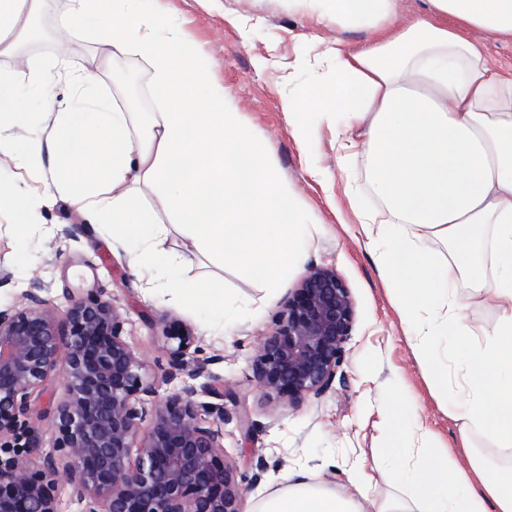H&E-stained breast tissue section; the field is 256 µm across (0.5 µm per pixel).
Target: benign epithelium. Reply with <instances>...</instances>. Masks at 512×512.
Instances as JSON below:
<instances>
[{"label": "benign epithelium", "instance_id": "benign-epithelium-1", "mask_svg": "<svg viewBox=\"0 0 512 512\" xmlns=\"http://www.w3.org/2000/svg\"><path fill=\"white\" fill-rule=\"evenodd\" d=\"M355 304L336 270L310 266L273 326L256 341L254 379L264 396L286 405L320 398L341 369ZM161 380L123 339L112 298L73 301L59 316L30 288L0 308V512H59L64 482L83 512H241L243 489L223 460L224 434L200 417L197 389L185 386L154 405L144 397L189 369L195 337L164 330ZM62 398L52 409L58 456L33 469L10 445L35 431L32 396L52 379Z\"/></svg>", "mask_w": 512, "mask_h": 512}]
</instances>
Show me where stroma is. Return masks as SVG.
<instances>
[{"label": "stroma", "instance_id": "obj_1", "mask_svg": "<svg viewBox=\"0 0 512 512\" xmlns=\"http://www.w3.org/2000/svg\"><path fill=\"white\" fill-rule=\"evenodd\" d=\"M163 5L210 59L213 79L223 85L245 124L266 140L276 174L316 221L306 264L335 269L351 292L356 317L342 376L324 396L293 409L267 400L253 379L255 339L271 326L299 277L270 289L228 265L213 282L223 291L222 302L203 298L186 304L175 291L154 289L139 275L136 261L113 240L111 226L91 223L60 196L37 223L22 229L10 210L0 211V270L11 275L0 287V306H12L31 288L61 313L70 300L111 295L125 340L152 376L166 365L164 326L177 322L189 329L196 338L195 357L208 369L195 386L214 374L232 395L224 403L229 418L222 430L225 458L245 488L242 512L282 490L288 473L299 470L317 474L324 486L334 488L362 462L373 467L378 491H391L393 479L380 451L398 435L414 447L423 429L431 434L432 447L465 456L456 419L465 401L463 364L449 355L444 395L420 366L390 285L356 223V211L377 208L362 164L340 166L336 132L320 124L315 101L304 102L306 120L317 126L308 144L295 137L284 110L287 97L334 79L329 62L312 49V35L355 43L366 38V31L322 28L297 11L292 0H163ZM65 9V0H45L41 36L24 46L21 59L0 57V68L52 64L58 58L72 68L85 63L95 46L64 42L57 20ZM25 251L32 255L26 266L19 261ZM226 305L234 310L229 322L221 314ZM62 393L55 380L34 402L30 423L36 441L27 452L32 466L42 464L58 436L52 408Z\"/></svg>", "mask_w": 512, "mask_h": 512}]
</instances>
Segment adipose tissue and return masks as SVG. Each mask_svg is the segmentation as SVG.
<instances>
[{
	"label": "adipose tissue",
	"instance_id": "obj_1",
	"mask_svg": "<svg viewBox=\"0 0 512 512\" xmlns=\"http://www.w3.org/2000/svg\"><path fill=\"white\" fill-rule=\"evenodd\" d=\"M320 25H360L370 37L327 43L336 78L312 90L324 120L341 119L339 160L363 157L381 212L357 222L395 287L402 325L437 388L448 369L432 355L450 336L466 370L462 435L478 428L512 454V71L493 70L467 29L512 41V0H426L406 17L401 0H296ZM44 0H0V57L16 56L35 33ZM452 17L457 27L439 24ZM59 25L97 46L73 71L78 98L56 102L42 68H0V158L32 168L48 160L50 183L79 213L111 225L144 272L175 271L157 254L171 229L209 261L243 267L273 288L298 273L313 222L275 173L267 145L244 125L211 62L188 41L158 0H68ZM142 56L158 87L200 89L195 103L141 118L100 95L98 72L119 56ZM42 101L23 111L20 87ZM448 243L447 261L432 243ZM489 247L491 274L479 260ZM468 279L472 295L455 290ZM496 314L477 330L466 315L472 297ZM396 474L393 493L376 494L365 469L327 490L304 473L256 512H512V465L480 451L459 463L427 447Z\"/></svg>",
	"mask_w": 512,
	"mask_h": 512
}]
</instances>
